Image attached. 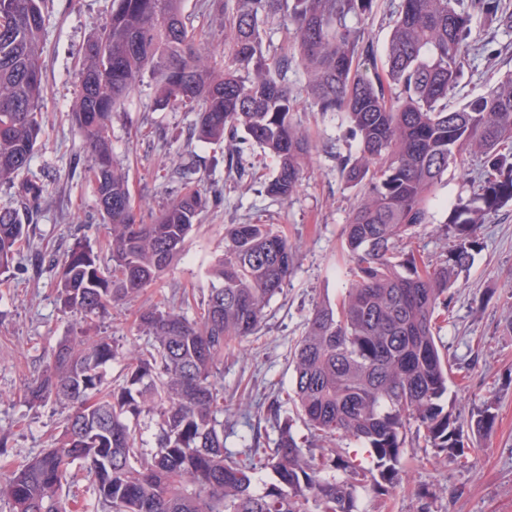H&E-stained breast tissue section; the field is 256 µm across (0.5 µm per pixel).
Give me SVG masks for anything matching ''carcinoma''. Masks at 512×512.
Instances as JSON below:
<instances>
[{"instance_id":"1","label":"carcinoma","mask_w":512,"mask_h":512,"mask_svg":"<svg viewBox=\"0 0 512 512\" xmlns=\"http://www.w3.org/2000/svg\"><path fill=\"white\" fill-rule=\"evenodd\" d=\"M45 0H0V184L28 170L42 133L46 93L41 57ZM224 13V51L206 45L183 0H112L109 22L88 40L71 121L90 156L85 178L95 188L105 230L99 247L79 239L67 251L57 298L75 319L36 377L25 384L30 405L69 408L50 447L15 469L0 470V500L10 512H71L63 493L73 466L87 469L105 512H356V484L394 483L411 428L454 460L465 453L463 427L490 431L495 402L467 421L448 401L451 366L436 337L439 312L479 248L484 218L512 200V73L486 94L455 108L464 70L498 52L473 42V20L512 29L503 0H401L385 67L361 71L374 47L359 22L375 0H213L203 13ZM283 22L281 54L271 62L262 25ZM307 73L317 111L341 117L356 151L336 154L345 187L358 189L344 243L354 266L337 302H319L297 342L287 401L324 446L315 454L274 400L273 446L236 456L224 445V350L254 333L271 299L293 272L295 247L272 224H232L224 255L211 269L203 314L187 318L168 301L140 313L152 350L120 354L87 325L137 295L178 256L208 208L188 188L146 223L112 154V114L148 74L157 103L200 106L194 136L226 142L228 166L241 167L245 143L276 162L270 196L298 191L313 150L295 121L288 88L293 52ZM474 162L476 189L451 208L445 258L431 263L412 246L431 223L429 202L450 170ZM18 206L0 208V277L11 273L28 237L36 182L21 183ZM122 359V383L106 368ZM158 417L153 445L137 431L141 414ZM370 449L364 470L342 448ZM269 469L276 482L255 490ZM328 470L345 477L327 478Z\"/></svg>"}]
</instances>
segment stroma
I'll list each match as a JSON object with an SVG mask.
<instances>
[{
    "label": "stroma",
    "mask_w": 512,
    "mask_h": 512,
    "mask_svg": "<svg viewBox=\"0 0 512 512\" xmlns=\"http://www.w3.org/2000/svg\"><path fill=\"white\" fill-rule=\"evenodd\" d=\"M111 9L112 0L47 2L44 124L27 173L42 185L43 194L30 240L21 245L8 281L0 284V442L5 445L0 463L10 467L47 448L68 413L52 401L30 406L22 391L71 329L56 300L65 254L76 239L95 244L104 238L95 193L84 178L90 158L70 112L79 91L82 47L108 21ZM473 34L492 42L501 55L481 63L480 74L462 77V98L483 93L512 71V30L481 18ZM306 82L303 67L292 62L288 84L300 101L297 118L309 129L315 149L298 193L287 202L265 192L276 168L270 155L247 148L245 174L228 170L224 143L193 137L196 115L188 109H159L151 78H144L112 117V153L127 170L134 202L162 209L180 187L177 167L188 166L194 189L212 203L179 258L138 296L97 319L92 335L112 337L123 351L147 348L148 338L136 323L140 311L177 291L190 294L185 313L198 318L228 225L276 224L297 248L295 268L261 326L224 353V443L235 453L246 444L271 447L276 430L264 408L291 385V353L316 303L336 299L349 279L351 261L342 232L355 192L345 188L336 155L347 152L350 142L336 117L312 107ZM471 192L466 177L448 173L431 204L433 222L416 238L425 258L437 261L447 251L444 226L451 206ZM478 235L480 248L454 288L438 340L452 366L449 394L463 416L491 398L495 425L490 434L473 437L471 450L454 463L423 441L414 442L402 460L398 483L383 492L368 482L357 485V512H512V330L505 327L512 318V202L491 214Z\"/></svg>",
    "instance_id": "obj_1"
}]
</instances>
